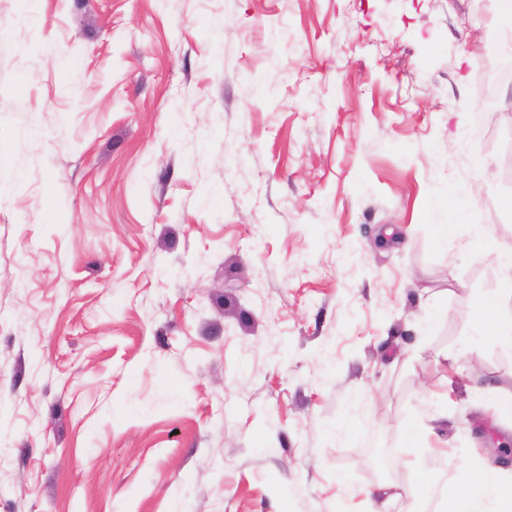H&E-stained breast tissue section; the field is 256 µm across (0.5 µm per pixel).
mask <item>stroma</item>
<instances>
[{"label": "stroma", "instance_id": "obj_1", "mask_svg": "<svg viewBox=\"0 0 512 512\" xmlns=\"http://www.w3.org/2000/svg\"><path fill=\"white\" fill-rule=\"evenodd\" d=\"M496 15L0 0V512H366L410 460L512 469L475 333V233L512 243Z\"/></svg>", "mask_w": 512, "mask_h": 512}]
</instances>
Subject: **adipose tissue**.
I'll return each instance as SVG.
<instances>
[{
	"mask_svg": "<svg viewBox=\"0 0 512 512\" xmlns=\"http://www.w3.org/2000/svg\"><path fill=\"white\" fill-rule=\"evenodd\" d=\"M481 247L494 255L492 274L500 286L476 299L477 329L502 351L512 353V244L478 235ZM406 512H512V474L478 464L449 473L439 471L419 479L405 491Z\"/></svg>",
	"mask_w": 512,
	"mask_h": 512,
	"instance_id": "1",
	"label": "adipose tissue"
}]
</instances>
